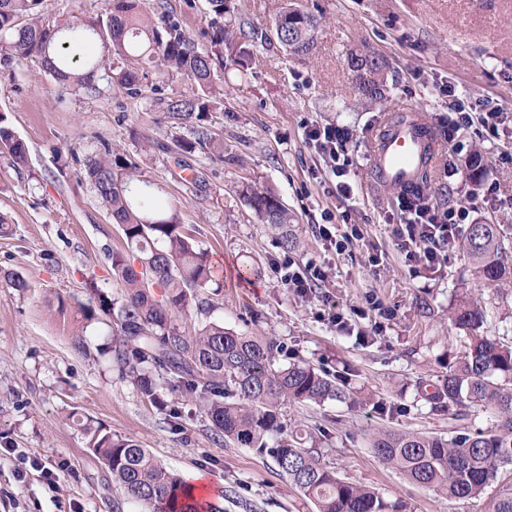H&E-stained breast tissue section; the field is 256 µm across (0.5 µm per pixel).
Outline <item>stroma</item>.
Wrapping results in <instances>:
<instances>
[{
    "label": "stroma",
    "mask_w": 512,
    "mask_h": 512,
    "mask_svg": "<svg viewBox=\"0 0 512 512\" xmlns=\"http://www.w3.org/2000/svg\"><path fill=\"white\" fill-rule=\"evenodd\" d=\"M164 2L199 50L209 51L207 0ZM320 15L313 55L303 58L273 48L261 53L246 76L217 72L223 110L210 113L212 130L228 158L198 152L189 169L167 151L171 140L151 97H132L115 84L88 96L61 88L38 61L0 68V114L28 147L29 165L18 171L0 154V213L13 233L0 237V271L19 273L29 284L20 293L0 280V512H145L127 500L78 426L91 420L113 434L138 440L176 477L208 476L218 512H315L280 475L270 457L219 441L205 410L180 392L161 387L158 401L144 398L122 375L106 348L114 324L86 322L89 355L75 351L72 335L51 308L56 296L87 302V278L118 300L110 252L123 249V233L98 202L83 161L108 143L140 165L148 191L175 206L185 230L221 265L224 288L209 312L190 307L172 320L187 332L219 322L249 336L283 341L299 358L338 371L350 370L357 386L397 403L394 418L371 407L289 402L288 425L319 440L324 458L349 481L402 499L412 512H484L485 501L448 502L405 481L368 446L380 427L439 432L448 418L414 401L411 385L440 374L439 357L460 348L448 306L471 293L485 313L486 335L512 344V282L477 280L462 241L450 244L440 265L410 271L388 227L400 218V195L376 183L368 165L375 130L408 106L439 131L448 127V106L435 85L454 80L473 97L501 106L512 120V0H295ZM370 49L383 59L386 98L360 102L346 59ZM342 127L358 170L355 204L327 192L335 181L305 139L307 125ZM478 144L460 132L447 145L423 191V201L448 205L466 192L467 161ZM458 167L449 176V164ZM487 178L497 183L496 212L478 223L497 224L512 248V139L484 155ZM274 192L295 217L301 240L286 253L277 235L238 196L241 183ZM342 214L361 226L364 238L344 252L323 245L314 227L323 212ZM383 254L380 268L370 250ZM328 272L314 292L285 288L277 271L285 255ZM376 296L395 316L374 341L340 329L330 309L350 314ZM41 461L24 479L14 477L17 453ZM56 477L48 488L46 472Z\"/></svg>",
    "instance_id": "35a3bbf8"
}]
</instances>
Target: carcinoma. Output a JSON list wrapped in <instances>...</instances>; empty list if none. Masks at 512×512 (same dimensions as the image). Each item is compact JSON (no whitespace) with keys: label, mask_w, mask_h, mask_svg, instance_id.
<instances>
[{"label":"carcinoma","mask_w":512,"mask_h":512,"mask_svg":"<svg viewBox=\"0 0 512 512\" xmlns=\"http://www.w3.org/2000/svg\"><path fill=\"white\" fill-rule=\"evenodd\" d=\"M208 5L211 50L202 53L177 19L160 5L144 12L142 0H104L103 11L89 20H51L45 0H0V66L35 59L61 87L87 94L100 93V70L136 97L150 68L186 78L197 86L191 97L163 95L151 87L161 121L174 131L171 150L186 158L207 152L222 161L224 141L209 124V113L224 98L223 88L213 81L215 71L224 69L227 59L239 75H246L259 45L276 43L293 55H308L315 48L321 18L294 7L291 0L280 16L288 26L272 38L235 29L240 16L235 0H208ZM347 64L362 99L381 100L383 61L353 53ZM0 153L8 154L17 170L29 165L27 146L2 116ZM84 167L97 199L120 225L126 245L125 251L111 254L112 270L124 288L121 304L105 297L91 280L87 288L98 310L116 321L113 359L132 376L141 394L156 399V385L146 368L164 371L168 384L203 404L218 438L271 457L316 512H407L405 501L389 500L374 487L339 476L321 449L304 446L297 431L280 418L286 402L355 405L357 388L349 373L305 360L279 366L277 358L287 345L246 336L222 323L210 322L192 336L181 331L171 321L172 312L192 305L208 309L200 291L220 285L216 261L192 243L172 205L139 194L138 185L146 180L138 165L127 162L112 145L87 156ZM241 195L259 220L277 232L283 249L299 247L293 215L277 195L251 185L243 187ZM465 249L476 279H512V257L498 225H469ZM55 311L75 324L93 316L89 306L69 310L60 296ZM452 319L463 332L460 351L443 358L444 374L421 377L414 385V398L434 414L448 416V429H380L370 436L369 448L413 485L449 501L485 497V512H512V345L480 331L484 314L468 296L454 308ZM368 401L382 417L391 418L400 410L377 395ZM484 414L490 415V422L479 427L476 421ZM83 431L125 497L148 512H198L187 486L137 441L89 424Z\"/></svg>","instance_id":"carcinoma-1"}]
</instances>
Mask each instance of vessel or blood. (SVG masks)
<instances>
[{
    "label": "vessel or blood",
    "mask_w": 512,
    "mask_h": 512,
    "mask_svg": "<svg viewBox=\"0 0 512 512\" xmlns=\"http://www.w3.org/2000/svg\"><path fill=\"white\" fill-rule=\"evenodd\" d=\"M403 124L385 122L376 131L370 148V167L379 184L403 190L413 183L422 166H436L445 143L425 136L426 122L415 110H407Z\"/></svg>",
    "instance_id": "obj_1"
}]
</instances>
